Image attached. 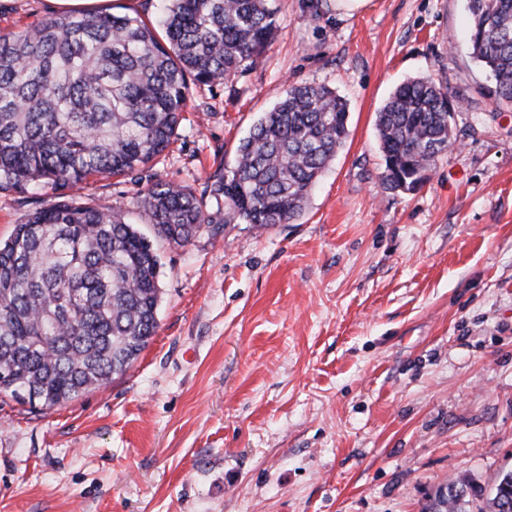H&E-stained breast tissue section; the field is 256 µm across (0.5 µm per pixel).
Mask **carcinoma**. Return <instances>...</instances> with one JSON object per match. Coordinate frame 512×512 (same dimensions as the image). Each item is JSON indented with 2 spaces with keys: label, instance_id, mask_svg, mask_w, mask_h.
Here are the masks:
<instances>
[{
  "label": "carcinoma",
  "instance_id": "cac0c4a2",
  "mask_svg": "<svg viewBox=\"0 0 512 512\" xmlns=\"http://www.w3.org/2000/svg\"><path fill=\"white\" fill-rule=\"evenodd\" d=\"M167 44L138 16L78 13L0 34V193L33 184L50 199L0 242V394L52 409L127 372L156 335L157 243L183 246L235 220L293 224L349 137L346 100L292 84L216 176L214 212L187 188L152 184L138 207L153 235L120 210L65 192L129 175L171 144L190 84L256 67L276 31L274 0H167ZM474 57L512 106V0H467ZM454 104L430 76L408 78L377 113L383 184L419 189L457 142ZM420 512H512V471L491 492L470 477L436 488Z\"/></svg>",
  "mask_w": 512,
  "mask_h": 512
}]
</instances>
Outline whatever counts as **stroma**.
I'll use <instances>...</instances> for the list:
<instances>
[{
	"mask_svg": "<svg viewBox=\"0 0 512 512\" xmlns=\"http://www.w3.org/2000/svg\"><path fill=\"white\" fill-rule=\"evenodd\" d=\"M261 63L191 87L164 156L82 201L141 223L155 182L203 196L287 84L329 86L350 135L303 216L160 249L156 336L50 410L0 397V512H419L512 470V108L470 54L466 0H280ZM0 0V33L59 16ZM462 95L424 186L386 190L376 114L404 79ZM46 189L0 195V240Z\"/></svg>",
	"mask_w": 512,
	"mask_h": 512,
	"instance_id": "obj_1",
	"label": "stroma"
}]
</instances>
